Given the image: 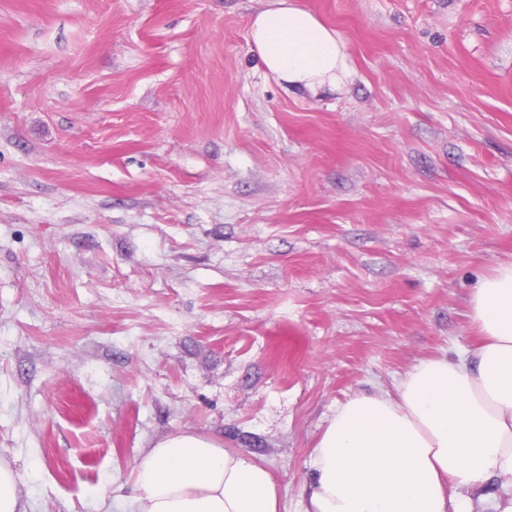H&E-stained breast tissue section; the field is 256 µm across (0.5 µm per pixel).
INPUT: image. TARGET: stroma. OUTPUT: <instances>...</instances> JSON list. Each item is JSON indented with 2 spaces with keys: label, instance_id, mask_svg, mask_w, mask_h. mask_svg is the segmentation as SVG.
I'll use <instances>...</instances> for the list:
<instances>
[{
  "label": "stroma",
  "instance_id": "stroma-1",
  "mask_svg": "<svg viewBox=\"0 0 512 512\" xmlns=\"http://www.w3.org/2000/svg\"><path fill=\"white\" fill-rule=\"evenodd\" d=\"M347 47L263 68L273 0H0V460L24 512H129L190 430L303 512L338 405L475 331L512 262V0H300ZM247 22L250 42L266 70L291 88L318 95L350 75L346 45L333 28L300 7L274 0Z\"/></svg>",
  "mask_w": 512,
  "mask_h": 512
}]
</instances>
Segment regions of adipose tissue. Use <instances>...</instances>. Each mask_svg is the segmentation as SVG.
<instances>
[{"instance_id":"ef3b65f1","label":"adipose tissue","mask_w":512,"mask_h":512,"mask_svg":"<svg viewBox=\"0 0 512 512\" xmlns=\"http://www.w3.org/2000/svg\"><path fill=\"white\" fill-rule=\"evenodd\" d=\"M266 70L316 95L350 75L346 45L297 0L247 22ZM480 339L415 364L395 391L337 408L313 453L305 512H512V262L474 289ZM132 512H278L270 472L188 431L134 463Z\"/></svg>"}]
</instances>
